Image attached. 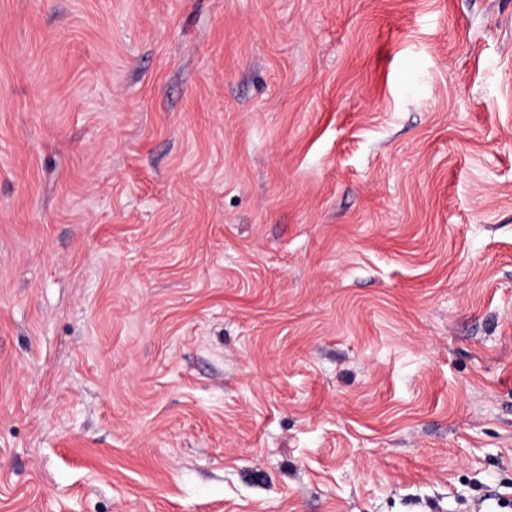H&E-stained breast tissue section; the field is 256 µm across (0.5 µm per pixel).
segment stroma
<instances>
[{
	"instance_id": "1",
	"label": "stroma",
	"mask_w": 512,
	"mask_h": 512,
	"mask_svg": "<svg viewBox=\"0 0 512 512\" xmlns=\"http://www.w3.org/2000/svg\"><path fill=\"white\" fill-rule=\"evenodd\" d=\"M512 497V0H0V512Z\"/></svg>"
}]
</instances>
